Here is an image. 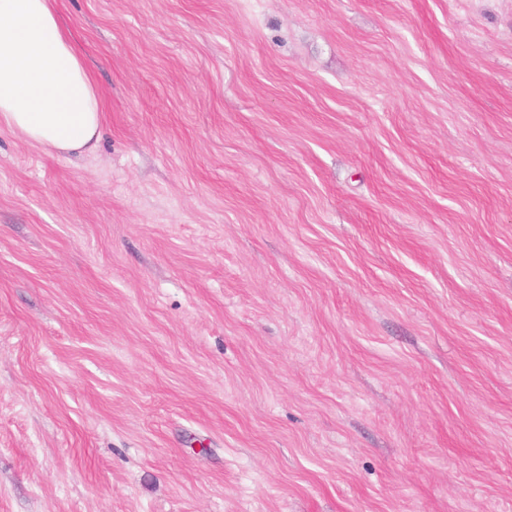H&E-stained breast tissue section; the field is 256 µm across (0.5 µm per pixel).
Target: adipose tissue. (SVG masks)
I'll return each mask as SVG.
<instances>
[{
  "label": "adipose tissue",
  "mask_w": 512,
  "mask_h": 512,
  "mask_svg": "<svg viewBox=\"0 0 512 512\" xmlns=\"http://www.w3.org/2000/svg\"><path fill=\"white\" fill-rule=\"evenodd\" d=\"M103 105L53 0H0V127L48 153L96 147Z\"/></svg>",
  "instance_id": "adipose-tissue-1"
}]
</instances>
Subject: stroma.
<instances>
[{
    "label": "stroma",
    "instance_id": "1",
    "mask_svg": "<svg viewBox=\"0 0 512 512\" xmlns=\"http://www.w3.org/2000/svg\"><path fill=\"white\" fill-rule=\"evenodd\" d=\"M91 153L0 129V512H512V0H56Z\"/></svg>",
    "mask_w": 512,
    "mask_h": 512
}]
</instances>
